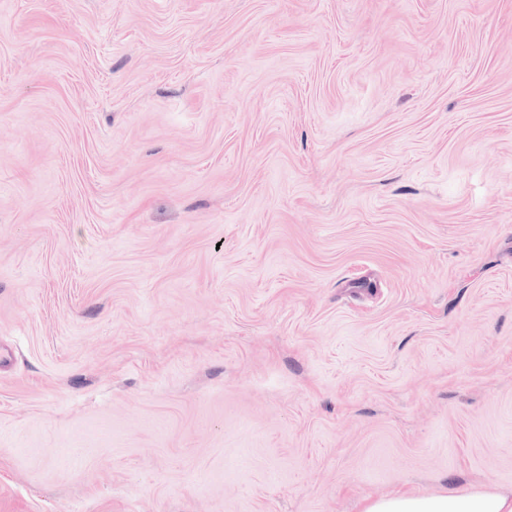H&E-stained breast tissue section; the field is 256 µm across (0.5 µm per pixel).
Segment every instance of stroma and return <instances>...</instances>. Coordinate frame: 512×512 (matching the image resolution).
Masks as SVG:
<instances>
[{
  "instance_id": "obj_1",
  "label": "stroma",
  "mask_w": 512,
  "mask_h": 512,
  "mask_svg": "<svg viewBox=\"0 0 512 512\" xmlns=\"http://www.w3.org/2000/svg\"><path fill=\"white\" fill-rule=\"evenodd\" d=\"M512 490V0H0V512Z\"/></svg>"
}]
</instances>
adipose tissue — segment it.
<instances>
[{
    "mask_svg": "<svg viewBox=\"0 0 512 512\" xmlns=\"http://www.w3.org/2000/svg\"><path fill=\"white\" fill-rule=\"evenodd\" d=\"M360 512H512V490H455L437 496L392 493L365 500Z\"/></svg>",
    "mask_w": 512,
    "mask_h": 512,
    "instance_id": "adipose-tissue-1",
    "label": "adipose tissue"
}]
</instances>
